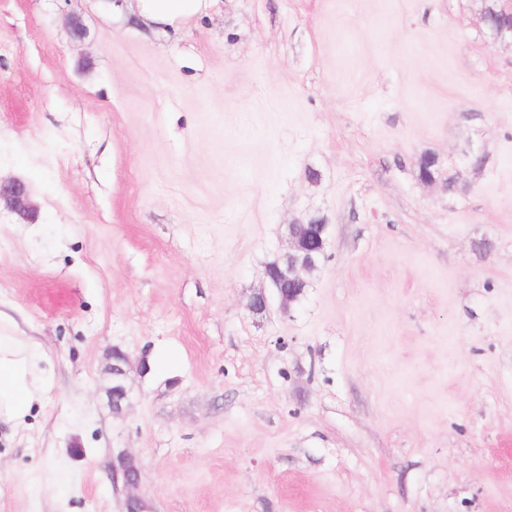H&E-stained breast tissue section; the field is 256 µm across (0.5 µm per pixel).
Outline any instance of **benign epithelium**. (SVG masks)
<instances>
[{"label":"benign epithelium","instance_id":"1","mask_svg":"<svg viewBox=\"0 0 512 512\" xmlns=\"http://www.w3.org/2000/svg\"><path fill=\"white\" fill-rule=\"evenodd\" d=\"M5 202L15 212L24 214L28 209V190L25 184L17 181H0V202ZM328 225L317 224L315 219L307 223L298 222L290 225L288 234L287 273L276 278H268L280 299V311L284 315L291 312L292 303L297 295L289 293L288 284L301 285L306 283V274L315 269L316 255L324 253L327 240L323 233ZM120 468L126 482L131 486L138 485L141 477L140 468L130 456L120 459Z\"/></svg>","mask_w":512,"mask_h":512}]
</instances>
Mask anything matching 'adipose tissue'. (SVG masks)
<instances>
[{"mask_svg":"<svg viewBox=\"0 0 512 512\" xmlns=\"http://www.w3.org/2000/svg\"><path fill=\"white\" fill-rule=\"evenodd\" d=\"M214 0H136L138 16L146 23L177 29L212 7ZM45 353L26 336H0V421L25 425L35 401L50 384L40 364Z\"/></svg>","mask_w":512,"mask_h":512,"instance_id":"adipose-tissue-1","label":"adipose tissue"}]
</instances>
